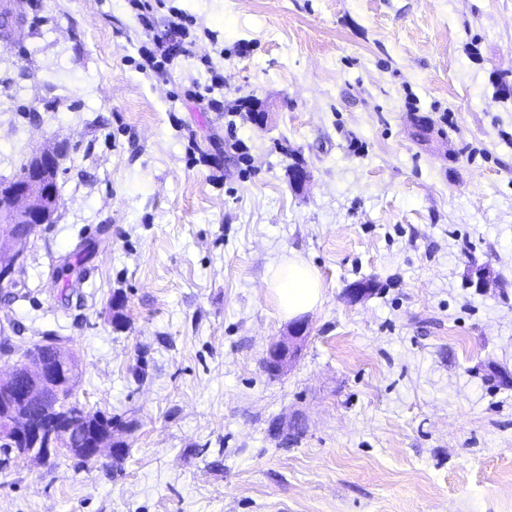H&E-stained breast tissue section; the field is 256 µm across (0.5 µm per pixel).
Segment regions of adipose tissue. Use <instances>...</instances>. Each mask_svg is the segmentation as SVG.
I'll return each mask as SVG.
<instances>
[{"instance_id":"obj_1","label":"adipose tissue","mask_w":512,"mask_h":512,"mask_svg":"<svg viewBox=\"0 0 512 512\" xmlns=\"http://www.w3.org/2000/svg\"><path fill=\"white\" fill-rule=\"evenodd\" d=\"M283 317L294 318L313 309L321 299L322 288L315 270L301 257L292 256L270 282Z\"/></svg>"}]
</instances>
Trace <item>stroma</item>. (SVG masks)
Instances as JSON below:
<instances>
[{
	"label": "stroma",
	"instance_id": "obj_1",
	"mask_svg": "<svg viewBox=\"0 0 512 512\" xmlns=\"http://www.w3.org/2000/svg\"><path fill=\"white\" fill-rule=\"evenodd\" d=\"M143 2L24 0L0 36V184L61 151L0 374L73 351L74 400L131 427L120 460L0 467V512H512V0ZM294 254L323 296L273 377ZM171 29L179 36V41L170 43L166 38L156 36L153 39L152 49H147L146 64L158 74L165 70L166 64L171 62V57L176 55L185 44L183 40H185L187 36L186 28L180 17L174 16V20L171 21ZM158 58H160V60H158Z\"/></svg>",
	"mask_w": 512,
	"mask_h": 512
}]
</instances>
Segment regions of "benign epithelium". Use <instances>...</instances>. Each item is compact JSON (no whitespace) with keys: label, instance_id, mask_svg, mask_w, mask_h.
I'll return each instance as SVG.
<instances>
[{"label":"benign epithelium","instance_id":"7a95c632","mask_svg":"<svg viewBox=\"0 0 512 512\" xmlns=\"http://www.w3.org/2000/svg\"><path fill=\"white\" fill-rule=\"evenodd\" d=\"M59 153L43 150L34 156L35 176L15 179L0 187V284L13 283L16 263L29 237L42 224L54 219L58 195L49 184L55 181ZM307 322L291 324L288 336L268 351L267 370L279 375L296 360L305 340ZM76 383V361L72 352L60 347L37 346L24 362L0 376V450H6L0 465L10 455L46 464L65 453L83 464L103 456L116 458L127 444L114 433H101L92 440L81 438L90 412L71 401Z\"/></svg>","mask_w":512,"mask_h":512}]
</instances>
